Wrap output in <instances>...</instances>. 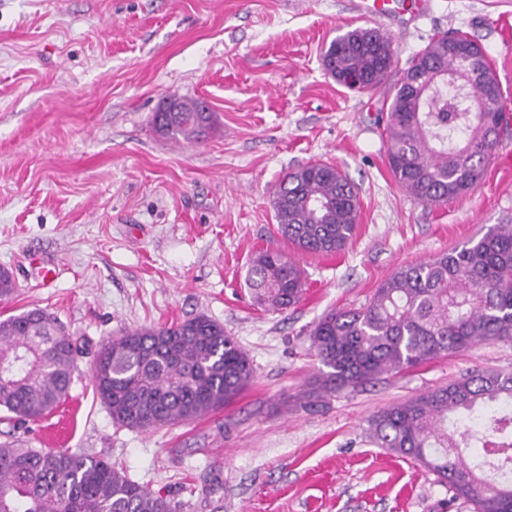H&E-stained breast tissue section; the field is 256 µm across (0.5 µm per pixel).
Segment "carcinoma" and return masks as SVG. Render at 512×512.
<instances>
[{
    "label": "carcinoma",
    "mask_w": 512,
    "mask_h": 512,
    "mask_svg": "<svg viewBox=\"0 0 512 512\" xmlns=\"http://www.w3.org/2000/svg\"><path fill=\"white\" fill-rule=\"evenodd\" d=\"M468 45L485 77L460 78L450 94L438 79L423 97L407 93L413 73L456 71L450 42ZM391 38L354 28L323 52V64L362 77L370 90L391 82L383 124L387 161L416 201L439 205L466 195L483 177L508 125V98L482 46L468 33H437L401 70ZM396 80H391L392 75ZM488 105L492 112H476ZM155 112V131L198 143L214 113L175 97ZM278 232L301 254L341 252L359 203L335 166L305 165L283 176L273 198ZM246 285L258 303L284 311L301 300L299 263L259 251ZM512 338V224H495L467 245L401 266L360 307L324 315L311 346L325 371L319 391L355 388L479 343ZM81 353L56 316L32 309L0 321V409L37 420L69 393ZM247 353L224 327L199 315L171 326L129 330L98 353L94 391L112 421L131 430L188 422L231 403L251 383ZM377 445L410 458L448 483L473 512H512V372L472 371L377 412L368 420ZM168 496L112 463L67 449L0 445V512H178Z\"/></svg>",
    "instance_id": "obj_1"
}]
</instances>
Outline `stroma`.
Returning <instances> with one entry per match:
<instances>
[{
	"mask_svg": "<svg viewBox=\"0 0 512 512\" xmlns=\"http://www.w3.org/2000/svg\"><path fill=\"white\" fill-rule=\"evenodd\" d=\"M355 0H0V320L56 315L81 353L52 413L0 443L103 458L179 512H471L431 471L378 447L368 419L474 370L512 372V340L316 393L310 332L368 303L402 265L512 224V128L465 197L421 204L396 182L378 123L388 87L352 91L321 51L369 19ZM381 24L397 67L438 31L469 33L512 94V0H396ZM169 94L204 100L194 145L154 132ZM330 163L358 191L355 237L301 254L305 292L265 310L245 284L259 250H287L271 200L282 177ZM53 268L44 282V268ZM204 315L255 371L231 404L149 431L113 424L91 387L112 337Z\"/></svg>",
	"mask_w": 512,
	"mask_h": 512,
	"instance_id": "obj_1",
	"label": "stroma"
}]
</instances>
